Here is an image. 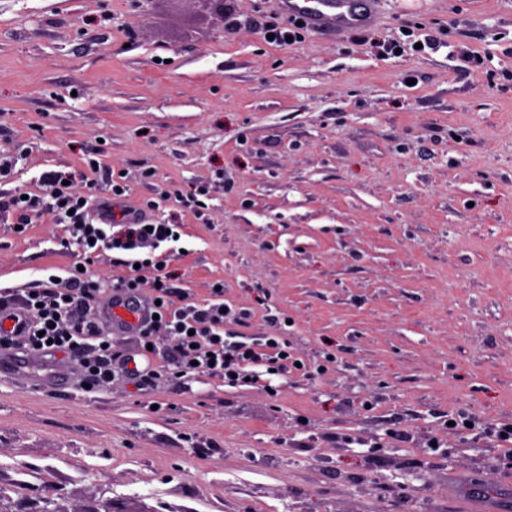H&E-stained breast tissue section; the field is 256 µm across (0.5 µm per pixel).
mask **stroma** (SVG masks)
<instances>
[{
    "mask_svg": "<svg viewBox=\"0 0 512 512\" xmlns=\"http://www.w3.org/2000/svg\"><path fill=\"white\" fill-rule=\"evenodd\" d=\"M377 2L365 27L281 46L262 33L288 24L280 0H0V194L49 170L94 198L123 184L116 217L181 227L176 304L224 302L326 367L231 387L110 330L158 376L91 389L77 360L16 346L8 512H461L477 479L512 512V458L447 427L512 423V0ZM13 222L0 211V286L65 275L67 225Z\"/></svg>",
    "mask_w": 512,
    "mask_h": 512,
    "instance_id": "1",
    "label": "stroma"
}]
</instances>
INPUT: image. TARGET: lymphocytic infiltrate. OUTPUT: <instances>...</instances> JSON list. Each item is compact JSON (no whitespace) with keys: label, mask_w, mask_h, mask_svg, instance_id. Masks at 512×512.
<instances>
[{"label":"lymphocytic infiltrate","mask_w":512,"mask_h":512,"mask_svg":"<svg viewBox=\"0 0 512 512\" xmlns=\"http://www.w3.org/2000/svg\"><path fill=\"white\" fill-rule=\"evenodd\" d=\"M64 176L47 171L41 176L42 194L21 197L14 193L0 196V209L16 213L26 222L31 212L47 206L56 211L71 227V236L62 240L63 248H76L80 260L70 267L67 276L46 275L32 286L30 293L20 294L11 288L0 290V317L12 316L21 308L23 319L9 334H0V349H12L23 343L33 354L53 356L65 354L80 358L89 382L101 385L116 373L132 372L142 383H150L154 375L146 370H129L128 360L111 346H103V326L98 315L101 285L93 280L90 268L100 250L111 251L116 266L125 275L112 285L115 303L135 302L143 286V269L154 261L142 254L145 248L179 241V225L156 224L146 227L137 220H115L112 205L95 202L74 193L64 185ZM154 316L139 330L145 343H153L157 332L164 331L176 340V367L182 375H220L227 385L250 377V365L265 359L276 373L287 372L295 361L288 353V343L281 336L253 338L227 333L226 324L240 322L241 316L222 304H204L184 310L175 307L165 276L152 282ZM95 348V358L84 355Z\"/></svg>","instance_id":"1"}]
</instances>
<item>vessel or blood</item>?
Returning a JSON list of instances; mask_svg holds the SVG:
<instances>
[{
	"label": "vessel or blood",
	"mask_w": 512,
	"mask_h": 512,
	"mask_svg": "<svg viewBox=\"0 0 512 512\" xmlns=\"http://www.w3.org/2000/svg\"><path fill=\"white\" fill-rule=\"evenodd\" d=\"M288 14L302 18L310 28L347 32L366 25L373 17V0H282ZM102 321L123 331L138 329L149 316L148 304L134 308L104 305Z\"/></svg>",
	"instance_id": "1"
}]
</instances>
